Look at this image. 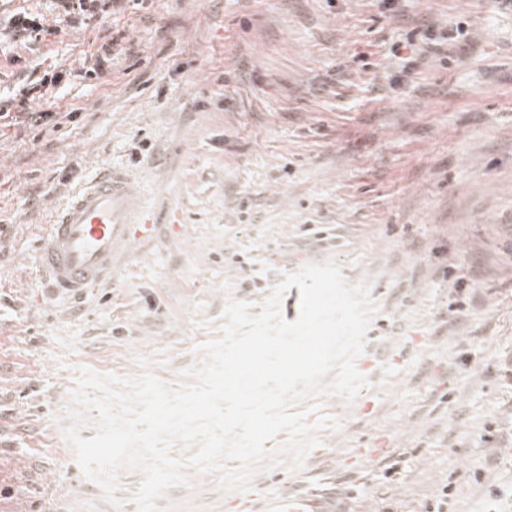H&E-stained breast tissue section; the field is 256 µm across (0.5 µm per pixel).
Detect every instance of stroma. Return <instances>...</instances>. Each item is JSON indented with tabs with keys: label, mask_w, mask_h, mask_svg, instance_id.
Segmentation results:
<instances>
[{
	"label": "stroma",
	"mask_w": 512,
	"mask_h": 512,
	"mask_svg": "<svg viewBox=\"0 0 512 512\" xmlns=\"http://www.w3.org/2000/svg\"><path fill=\"white\" fill-rule=\"evenodd\" d=\"M469 33L448 38V25ZM432 40H425V32ZM109 70L81 67L103 33ZM61 71L37 110L76 112L41 140L0 121V512H139L140 470L115 472L116 501L66 437L81 368L150 372L178 387L202 365L228 298L227 254L335 226L348 285H370L376 330L353 401L295 403L327 454L265 459L248 491L223 467L190 471L161 512H250L265 489L349 487L373 512H512V5L507 0H124L102 26L0 45V97ZM146 188L148 238L79 299L53 297L31 254L53 204L104 166ZM256 215L236 235L241 211ZM472 289L454 317V286ZM496 435V463L481 437ZM396 464L399 482L384 468Z\"/></svg>",
	"instance_id": "stroma-1"
}]
</instances>
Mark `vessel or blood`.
Masks as SVG:
<instances>
[{
	"label": "vessel or blood",
	"mask_w": 512,
	"mask_h": 512,
	"mask_svg": "<svg viewBox=\"0 0 512 512\" xmlns=\"http://www.w3.org/2000/svg\"><path fill=\"white\" fill-rule=\"evenodd\" d=\"M151 225L141 184L106 166L54 209L35 261L57 293L79 297L110 277L115 259ZM352 505L351 492L338 486L272 497L262 512H351Z\"/></svg>",
	"instance_id": "b4317fda"
}]
</instances>
